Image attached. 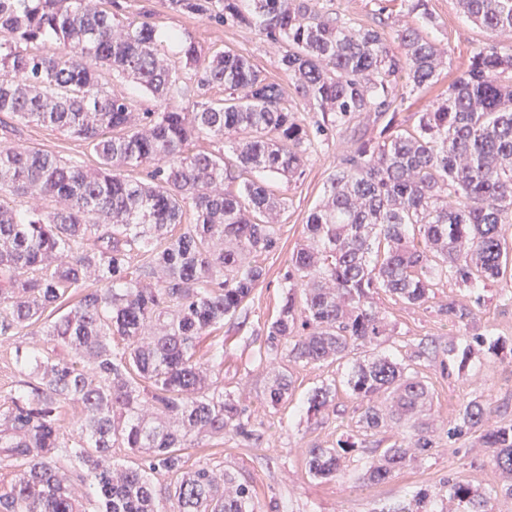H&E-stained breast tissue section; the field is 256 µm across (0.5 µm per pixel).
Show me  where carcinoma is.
<instances>
[{
	"mask_svg": "<svg viewBox=\"0 0 512 512\" xmlns=\"http://www.w3.org/2000/svg\"><path fill=\"white\" fill-rule=\"evenodd\" d=\"M170 8L253 26L282 47L294 91L322 121L310 129L283 87L245 56L205 51L182 38L169 63L147 20L118 22L98 0H0V112L57 126L100 159L88 171L38 150L0 146V197L49 201L19 214L0 201V341L21 331L38 343L17 351L18 380L0 403V512H86L61 462L76 463L94 490L93 512H256L253 491L230 474L185 467L182 450L202 435L253 436L245 408L206 383L195 360L205 331L243 308L265 278L258 257L278 244L287 199L276 178L300 176L316 136L386 119L361 140L307 216L305 243L288 265V291L265 331V352L323 365L389 335L372 295L382 289L424 305L452 282L486 289L507 276L512 226V0H460L467 16L497 41L477 47L413 128L398 123L401 86L425 92L441 75L444 51L424 0H409L417 23L388 37L325 13L317 0H167ZM48 38L67 51L48 55ZM224 98L188 109L179 72ZM142 86L158 108L107 89L106 77ZM233 136L235 161L193 151L204 139ZM144 168L148 180L129 176ZM194 221L183 223L187 203ZM224 242V248L214 243ZM140 254L146 259L134 265ZM97 286H85L89 273ZM467 327L475 310H442ZM490 332L448 341L434 355L462 375L476 352L502 348ZM345 386L361 403L360 428L408 427L406 440L366 457L361 480L386 482L434 448L420 415L428 386L410 364L389 356L351 359ZM282 373L267 402L288 398ZM336 396L325 379L306 397L322 413ZM79 403L75 433L60 408ZM477 399L460 410L448 440L483 430L495 467L512 475V423L485 426ZM362 443L308 450V474L342 477V457ZM139 458L112 466V449ZM169 483L160 487L156 476ZM442 495L421 488L387 512H491L512 483L480 491L452 475Z\"/></svg>",
	"mask_w": 512,
	"mask_h": 512,
	"instance_id": "cac0c4a2",
	"label": "carcinoma"
}]
</instances>
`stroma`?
<instances>
[{
	"instance_id": "obj_1",
	"label": "stroma",
	"mask_w": 512,
	"mask_h": 512,
	"mask_svg": "<svg viewBox=\"0 0 512 512\" xmlns=\"http://www.w3.org/2000/svg\"><path fill=\"white\" fill-rule=\"evenodd\" d=\"M318 7L324 12L340 13L358 27H377L384 18L395 31L415 22L406 0H318ZM427 7L439 25L435 36L447 52V65L436 88L423 93L405 92L398 119L408 127L416 124L419 112L467 67L473 51L492 39L489 32L465 17L456 0H427ZM113 12L123 21L149 16L158 34L187 32L206 50H235L249 57L271 81L288 91L293 88L277 48L253 27L177 12L168 8L165 0H116ZM381 127V122L369 113L361 116L358 126L329 132L316 142L301 177L285 186L288 208L279 220L278 247L260 258L266 268L264 281L254 289L241 312L208 330L196 347L195 358L211 380L222 383L225 392L246 407L254 436L245 440L229 434L207 435L199 439L197 447L184 449L183 455L188 465L223 470L249 482L257 512H269L272 501L278 503L279 512H380L383 507L411 498L418 489L439 490L443 478L450 474L486 489L506 482L503 473L491 463V451L484 447L479 433L452 441L448 429L462 406L475 398L484 403L489 425L512 422V298L493 295L483 306H477L474 323L464 328L448 320L441 309L451 301L473 305V290L448 285L436 289L434 298L422 306L404 303L382 290L374 293V304L392 333L371 346L370 351L403 360L419 354V375L431 393L426 420L435 442L428 455L381 484L360 482L362 464L368 454H381L400 442L401 429L388 426L371 432L365 447L350 449L343 478L327 482L310 478L306 467L308 449L333 448L338 440L354 435L360 403L345 386L339 385L335 412L323 417L307 416L299 407L300 400L321 380L342 378V368L334 364L306 366L261 354L266 325L282 304L288 261L302 241L308 214L323 199L329 177L353 150L356 137L377 136ZM0 144L33 147L89 169L98 165L94 151L84 141L57 127L28 123L8 112H0ZM485 330L500 337L505 347L495 355L481 352L479 362L472 364L466 375L447 373L439 360L421 355L425 349L443 348L465 332ZM218 341L224 344V362L220 365L210 359L211 347ZM282 371L288 372L292 381L290 396L286 403L273 407L267 404L266 394Z\"/></svg>"
}]
</instances>
